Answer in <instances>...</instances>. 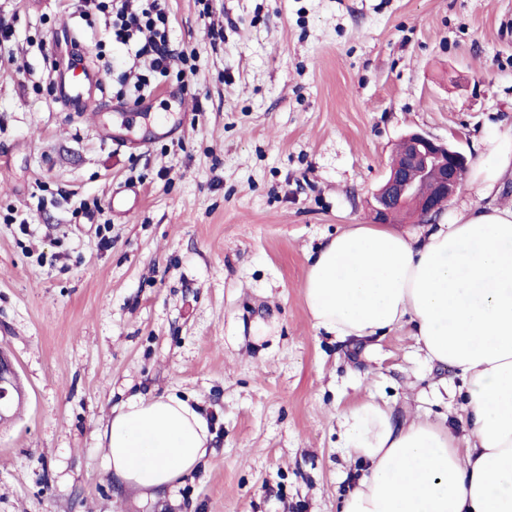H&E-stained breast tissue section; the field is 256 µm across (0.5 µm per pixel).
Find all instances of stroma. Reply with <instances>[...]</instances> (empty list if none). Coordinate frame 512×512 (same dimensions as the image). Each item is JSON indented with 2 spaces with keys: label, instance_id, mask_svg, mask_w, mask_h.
<instances>
[{
  "label": "stroma",
  "instance_id": "stroma-1",
  "mask_svg": "<svg viewBox=\"0 0 512 512\" xmlns=\"http://www.w3.org/2000/svg\"><path fill=\"white\" fill-rule=\"evenodd\" d=\"M184 60L144 100L102 17L0 0V350L23 400L0 427V512H340L363 473L336 414L449 413L400 329L314 327L309 257L368 204L401 139L469 162L512 124V0H168ZM220 37L206 32L207 24ZM103 70L85 112L40 43ZM139 189L112 212L118 186ZM178 391L212 438L149 499L112 476L100 433L129 399Z\"/></svg>",
  "mask_w": 512,
  "mask_h": 512
}]
</instances>
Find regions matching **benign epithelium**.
I'll use <instances>...</instances> for the list:
<instances>
[{"label": "benign epithelium", "instance_id": "benign-epithelium-1", "mask_svg": "<svg viewBox=\"0 0 512 512\" xmlns=\"http://www.w3.org/2000/svg\"><path fill=\"white\" fill-rule=\"evenodd\" d=\"M467 169V157L452 145L422 133L405 136L396 163L373 195L370 223L388 224L393 211L404 206L424 220L441 213L459 192ZM16 391L14 364L0 353V421L8 418Z\"/></svg>", "mask_w": 512, "mask_h": 512}]
</instances>
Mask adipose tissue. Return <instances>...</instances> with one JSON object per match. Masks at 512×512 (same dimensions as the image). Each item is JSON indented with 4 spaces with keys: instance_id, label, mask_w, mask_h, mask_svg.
I'll list each match as a JSON object with an SVG mask.
<instances>
[{
    "instance_id": "adipose-tissue-1",
    "label": "adipose tissue",
    "mask_w": 512,
    "mask_h": 512,
    "mask_svg": "<svg viewBox=\"0 0 512 512\" xmlns=\"http://www.w3.org/2000/svg\"><path fill=\"white\" fill-rule=\"evenodd\" d=\"M465 180L452 221L400 233L351 224L324 242L303 283L313 325L370 338L409 328L426 361L462 379V432L399 420L368 397L339 412L341 446L365 464L341 512H512V127ZM107 468L140 497L173 487L208 453L207 420L177 394L128 401L103 431Z\"/></svg>"
}]
</instances>
